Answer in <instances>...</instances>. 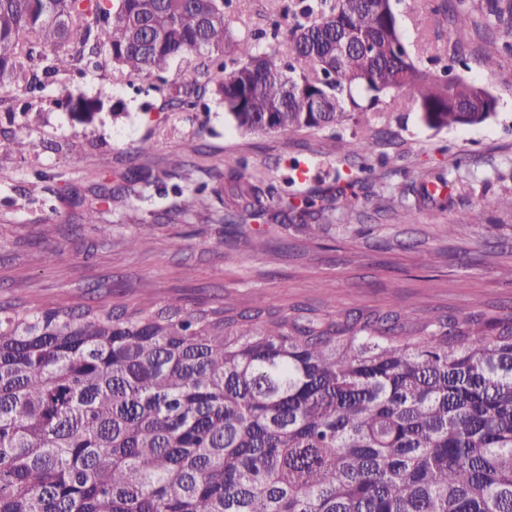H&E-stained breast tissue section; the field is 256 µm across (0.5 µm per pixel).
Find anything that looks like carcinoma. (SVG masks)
Listing matches in <instances>:
<instances>
[{"label":"carcinoma","mask_w":512,"mask_h":512,"mask_svg":"<svg viewBox=\"0 0 512 512\" xmlns=\"http://www.w3.org/2000/svg\"><path fill=\"white\" fill-rule=\"evenodd\" d=\"M295 2L267 52L232 38L224 0H0V90L50 54L47 78L103 47L128 76L205 51L231 56L205 74L244 133L336 128L391 93L436 130L491 117L459 111L485 91L452 75L468 11L439 76L391 0ZM60 103L81 123L102 109ZM246 169L224 172L227 224L276 218ZM357 185L277 204L316 234L328 205L362 203ZM502 206L484 197L473 222ZM205 208V189L182 195ZM0 512H512V312L0 304Z\"/></svg>","instance_id":"obj_1"}]
</instances>
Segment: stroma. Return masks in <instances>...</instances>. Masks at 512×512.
Masks as SVG:
<instances>
[{
    "label": "stroma",
    "instance_id": "obj_1",
    "mask_svg": "<svg viewBox=\"0 0 512 512\" xmlns=\"http://www.w3.org/2000/svg\"><path fill=\"white\" fill-rule=\"evenodd\" d=\"M440 0H395L410 52L430 60L428 45L445 44L451 17ZM477 27L460 75L497 99L494 115L476 127L425 126L399 95L388 96L370 122L294 134H244L227 119L199 63L174 61L164 83L114 71L109 57L97 65L59 73L41 92L19 84L0 91V303L19 300L37 308L135 304L215 303L243 311L294 304L320 313L423 309L434 315L481 307L512 306V284L499 270L512 266V209L471 215L483 197L512 198V53L488 35L493 0H464ZM288 0H227L237 38H270L291 22ZM499 65L482 70L481 54ZM192 90L191 106L180 105ZM100 99L95 120L81 124L58 107L59 94ZM371 158L360 155L369 137ZM25 139L30 152H16ZM153 150L139 155L142 140ZM246 159L274 196L325 192L337 174L362 180L368 197L355 211L325 213L310 236L281 217L267 223L228 224L225 206L183 215L176 187L222 185L226 165ZM149 174L122 200L101 206L98 221L82 223L93 188L121 186L130 166ZM443 175V196L425 201L414 219L403 207L415 199L423 177ZM143 238L129 247L131 236ZM60 250L44 265V250Z\"/></svg>",
    "mask_w": 512,
    "mask_h": 512
}]
</instances>
